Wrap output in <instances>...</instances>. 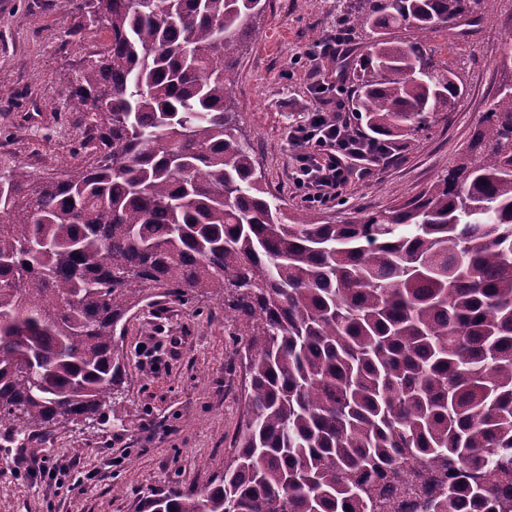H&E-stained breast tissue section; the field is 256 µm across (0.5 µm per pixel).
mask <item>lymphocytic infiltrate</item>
Segmentation results:
<instances>
[{
  "label": "lymphocytic infiltrate",
  "mask_w": 512,
  "mask_h": 512,
  "mask_svg": "<svg viewBox=\"0 0 512 512\" xmlns=\"http://www.w3.org/2000/svg\"><path fill=\"white\" fill-rule=\"evenodd\" d=\"M310 87L319 105L291 133L292 178L304 201L318 205L341 196L350 181L370 177L394 158L395 149L352 125L345 99L335 94V82L316 77Z\"/></svg>",
  "instance_id": "lymphocytic-infiltrate-1"
}]
</instances>
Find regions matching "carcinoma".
I'll return each instance as SVG.
<instances>
[{
  "label": "carcinoma",
  "mask_w": 512,
  "mask_h": 512,
  "mask_svg": "<svg viewBox=\"0 0 512 512\" xmlns=\"http://www.w3.org/2000/svg\"><path fill=\"white\" fill-rule=\"evenodd\" d=\"M489 2L347 0L375 35L356 97L375 137L463 94L421 39ZM62 4L111 39L67 95L88 135L64 179L0 162V427L104 420L119 323L150 290L206 292L245 338V425L224 476L150 512H388L387 485L423 512H512V93L409 201L288 217L230 106L269 0Z\"/></svg>",
  "instance_id": "cac0c4a2"
}]
</instances>
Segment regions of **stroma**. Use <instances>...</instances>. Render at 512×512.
<instances>
[{
    "label": "stroma",
    "instance_id": "1",
    "mask_svg": "<svg viewBox=\"0 0 512 512\" xmlns=\"http://www.w3.org/2000/svg\"><path fill=\"white\" fill-rule=\"evenodd\" d=\"M345 0H270L239 53L232 106L250 140L268 190L287 211L305 202L291 177L288 133L317 100L298 58L336 28ZM76 10L60 0H0V158L43 175L73 160L79 115L65 107L80 62L109 43L99 26L72 36ZM512 0H493L476 26L442 29L428 43L435 59L456 50L463 96L426 131L394 142L400 159L366 180L350 182L339 200L320 206L342 223L359 212L388 209L432 185L476 131L503 77L496 63ZM222 301L159 293L121 323L127 379L111 407L121 424L73 423L0 440V512H144L167 489L203 490L223 475L246 419L245 373L238 337L229 334ZM47 457L56 472H17L19 457Z\"/></svg>",
    "mask_w": 512,
    "mask_h": 512
}]
</instances>
